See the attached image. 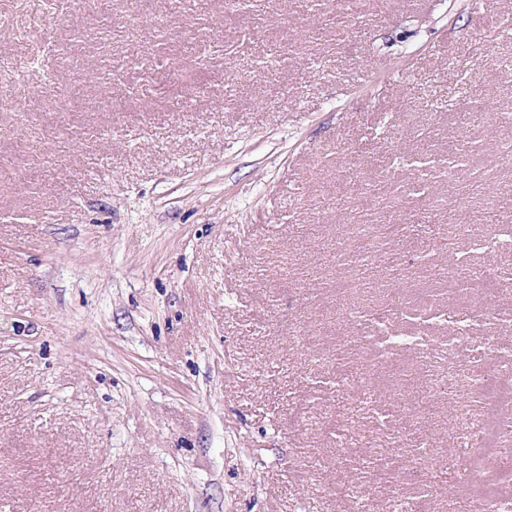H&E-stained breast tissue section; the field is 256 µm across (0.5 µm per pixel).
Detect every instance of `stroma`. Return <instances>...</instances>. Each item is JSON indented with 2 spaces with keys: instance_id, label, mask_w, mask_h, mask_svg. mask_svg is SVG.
<instances>
[{
  "instance_id": "35a3bbf8",
  "label": "stroma",
  "mask_w": 512,
  "mask_h": 512,
  "mask_svg": "<svg viewBox=\"0 0 512 512\" xmlns=\"http://www.w3.org/2000/svg\"><path fill=\"white\" fill-rule=\"evenodd\" d=\"M2 59L0 512H355L350 479L373 512L470 505L446 458L392 486L360 451L454 448L447 402L397 434L363 396L478 350L370 370L337 288L375 311L433 270L362 279L336 240L483 232L492 199L512 223V0H0ZM466 251L512 268L458 235L435 270ZM487 305L472 334L512 352V299ZM362 231L351 241V245L360 253V257L368 259L372 256L378 236L396 242L399 236V224H381L376 228L372 225H361ZM376 229V230H375Z\"/></svg>"
}]
</instances>
